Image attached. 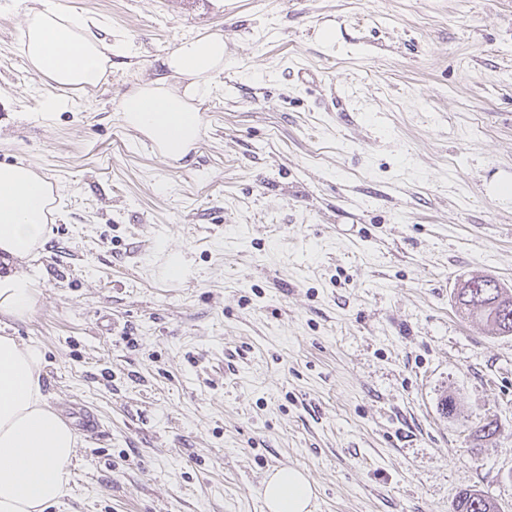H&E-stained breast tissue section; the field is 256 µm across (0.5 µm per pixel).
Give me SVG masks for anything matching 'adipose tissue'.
Instances as JSON below:
<instances>
[{"label":"adipose tissue","instance_id":"obj_1","mask_svg":"<svg viewBox=\"0 0 512 512\" xmlns=\"http://www.w3.org/2000/svg\"><path fill=\"white\" fill-rule=\"evenodd\" d=\"M94 26L92 19L63 12L55 0H38L21 35L32 72L59 89L86 93L99 87L118 47ZM225 63L223 32L177 41L160 61L163 76L120 98L123 125L149 140L158 156L180 161L200 139L199 108ZM171 75L180 86L168 83ZM58 210L59 195L49 180L24 164L0 165V260H35L49 217ZM35 303L30 274H0V317L24 318ZM44 365L42 347L0 335V512H48L71 490L77 435L46 399ZM262 497L266 512H314L317 493L302 470L283 466L265 476Z\"/></svg>","mask_w":512,"mask_h":512}]
</instances>
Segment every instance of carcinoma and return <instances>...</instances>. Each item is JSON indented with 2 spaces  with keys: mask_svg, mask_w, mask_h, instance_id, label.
Returning a JSON list of instances; mask_svg holds the SVG:
<instances>
[{
  "mask_svg": "<svg viewBox=\"0 0 512 512\" xmlns=\"http://www.w3.org/2000/svg\"><path fill=\"white\" fill-rule=\"evenodd\" d=\"M468 283L469 287L457 292L466 316L482 320L494 336H512V289L490 288L480 278H471ZM454 512H500V508L488 496L464 488L458 493Z\"/></svg>",
  "mask_w": 512,
  "mask_h": 512,
  "instance_id": "carcinoma-1",
  "label": "carcinoma"
}]
</instances>
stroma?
Wrapping results in <instances>:
<instances>
[{
    "label": "stroma",
    "mask_w": 512,
    "mask_h": 512,
    "mask_svg": "<svg viewBox=\"0 0 512 512\" xmlns=\"http://www.w3.org/2000/svg\"><path fill=\"white\" fill-rule=\"evenodd\" d=\"M57 2L127 49L43 123L33 0H0V165L61 195L36 309L0 334L44 349L55 409L101 421L52 512H265L281 466L315 512H453L467 487L512 512V336L453 298L512 287V0ZM216 30L229 65L169 163L118 100Z\"/></svg>",
    "instance_id": "35a3bbf8"
}]
</instances>
